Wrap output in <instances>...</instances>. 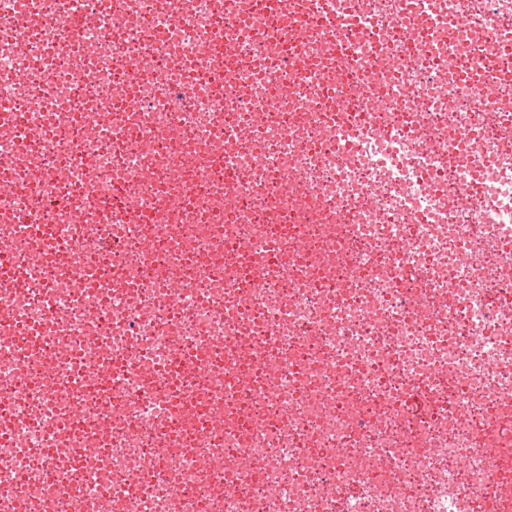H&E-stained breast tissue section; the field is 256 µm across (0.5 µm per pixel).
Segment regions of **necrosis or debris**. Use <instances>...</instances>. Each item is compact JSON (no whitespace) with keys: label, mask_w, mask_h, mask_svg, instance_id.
Segmentation results:
<instances>
[{"label":"necrosis or debris","mask_w":512,"mask_h":512,"mask_svg":"<svg viewBox=\"0 0 512 512\" xmlns=\"http://www.w3.org/2000/svg\"><path fill=\"white\" fill-rule=\"evenodd\" d=\"M425 2L412 56L354 0L335 85L336 28L287 52L259 0H0V505L512 507V0Z\"/></svg>","instance_id":"4bbe7bcc"}]
</instances>
